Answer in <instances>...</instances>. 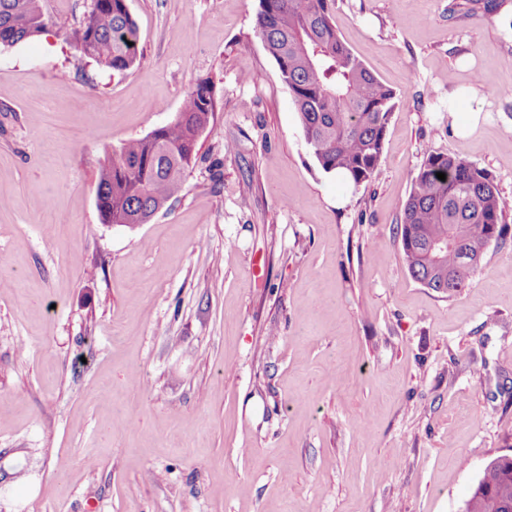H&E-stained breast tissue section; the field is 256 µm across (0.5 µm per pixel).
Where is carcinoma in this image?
<instances>
[{
  "label": "carcinoma",
  "mask_w": 512,
  "mask_h": 512,
  "mask_svg": "<svg viewBox=\"0 0 512 512\" xmlns=\"http://www.w3.org/2000/svg\"><path fill=\"white\" fill-rule=\"evenodd\" d=\"M334 5L335 0H260L257 26L292 93L318 164L358 184L380 164L396 94L342 40L332 20ZM48 23L39 0H0V45L34 37ZM69 40L85 58L114 72L128 70L140 58L126 0H91ZM214 107L211 82L200 80L174 122L126 141L108 157L96 192L102 223L145 224L181 192ZM438 172L446 180L438 179ZM506 209L486 171L455 156L428 155L400 224L411 278L436 292L462 290L488 245L508 233ZM465 505L466 512H512V459L490 461Z\"/></svg>",
  "instance_id": "obj_1"
}]
</instances>
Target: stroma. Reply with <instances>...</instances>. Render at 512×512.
Returning a JSON list of instances; mask_svg holds the SVG:
<instances>
[{
	"instance_id": "obj_1",
	"label": "stroma",
	"mask_w": 512,
	"mask_h": 512,
	"mask_svg": "<svg viewBox=\"0 0 512 512\" xmlns=\"http://www.w3.org/2000/svg\"><path fill=\"white\" fill-rule=\"evenodd\" d=\"M90 3L40 0L48 27L0 45V512H460L512 456V234L443 294L399 228L431 153L512 225V0H336L397 101L358 185L307 145L259 0H126L121 73L66 40ZM201 79L178 201L102 223L106 157Z\"/></svg>"
}]
</instances>
